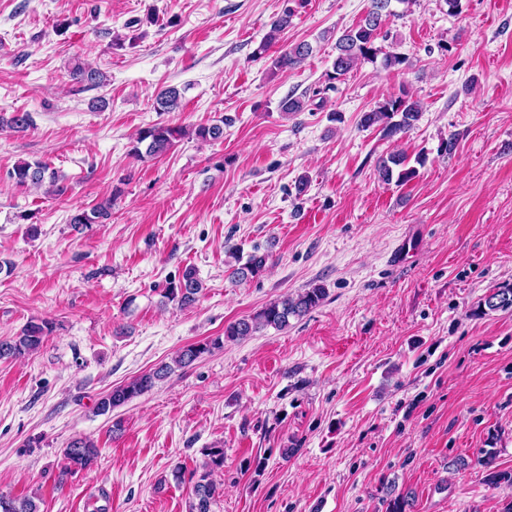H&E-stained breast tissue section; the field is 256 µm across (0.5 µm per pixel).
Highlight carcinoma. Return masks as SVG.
I'll use <instances>...</instances> for the list:
<instances>
[{
	"label": "carcinoma",
	"mask_w": 512,
	"mask_h": 512,
	"mask_svg": "<svg viewBox=\"0 0 512 512\" xmlns=\"http://www.w3.org/2000/svg\"><path fill=\"white\" fill-rule=\"evenodd\" d=\"M392 0H371L370 9L363 21L354 28L345 31L336 41L338 54L333 64L334 73L329 79L336 80L347 75L362 59H370L377 54L375 41L378 38L383 14L389 12ZM294 9L290 6L272 23L266 39L255 50L254 55L260 57L267 53L283 31L291 24ZM313 52L310 43L303 41L289 46L275 57L271 58V69L286 71L299 66ZM71 77L79 82L99 85L103 81L100 71L87 68L80 63L71 70ZM180 90L168 87L155 98L154 109L158 112H174L180 107ZM420 108L417 102L407 95L391 96L379 102L374 109L363 116L364 125L377 126L386 138H393L407 132L417 121ZM0 123L20 132L29 126V115L25 112H14L10 117L0 118ZM195 137L204 141L218 140L224 136V126L213 124L198 126L194 130ZM186 135L185 127L181 125L155 124L141 131L132 146V154L137 157L147 155L159 156L170 150L176 142ZM417 169L407 162V157L392 154L383 159L378 165L379 178L385 182L392 181L403 185L416 177ZM9 178L18 185L39 186L49 184L51 192L61 197L66 193L67 186L64 177L59 172L41 161H22L9 172ZM113 199H108L90 210H78L70 216L69 223L80 228L89 224H98L111 214ZM267 257L252 253L247 261L232 272V276L244 279L250 275L256 276L265 269ZM202 290V282L197 277L196 270H185L177 281H170L163 289L164 298L175 301L182 307L195 303L197 295ZM326 297L322 287L306 288L302 292L287 296L272 302L252 316H247L230 323L224 329V336L198 341L181 349L174 359V365L162 364L145 372L131 382L118 386L105 396L97 405L101 414L110 412L143 393L149 391L155 384L173 372L174 367H187L215 349L224 347V341H237L253 335L266 328L283 329L288 327L289 318H300L318 307ZM484 306L490 310H508L512 308V287L498 288L486 297ZM53 331L49 321H30L20 333L8 339H0V360H22L36 352L44 339ZM65 464L60 471V479L64 480L74 472L90 467L98 457V448L87 438H76L63 451ZM205 456L208 460L202 467L185 473L181 467L172 471L173 478L192 484V500L189 502V512H210L211 503L222 494V485L213 478L215 471L224 467V449L207 448ZM0 512H38L35 498L26 496L22 499L5 498L0 495Z\"/></svg>",
	"instance_id": "1"
}]
</instances>
